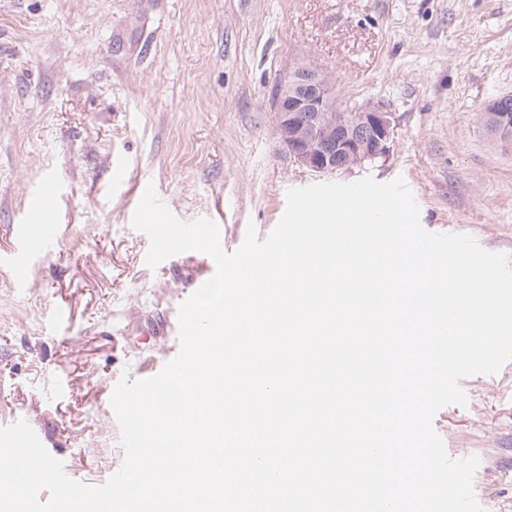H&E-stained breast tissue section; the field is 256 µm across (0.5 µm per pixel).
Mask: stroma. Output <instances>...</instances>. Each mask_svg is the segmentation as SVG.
Wrapping results in <instances>:
<instances>
[{
  "label": "stroma",
  "mask_w": 512,
  "mask_h": 512,
  "mask_svg": "<svg viewBox=\"0 0 512 512\" xmlns=\"http://www.w3.org/2000/svg\"><path fill=\"white\" fill-rule=\"evenodd\" d=\"M305 60L340 102L391 112L387 160L333 174L403 177L425 229L512 258V147L482 107L512 92V0H0V249L35 184L60 186L65 231L24 274L0 264V424L26 419L73 479L124 459L107 395L160 372L177 335L138 331L215 270L191 251L149 268L132 225L147 185L181 220L266 239L286 192L319 182L281 147L270 91ZM120 174H113V163ZM70 311L50 327L56 307ZM433 417L447 452L478 456L484 512H512V363Z\"/></svg>",
  "instance_id": "obj_1"
}]
</instances>
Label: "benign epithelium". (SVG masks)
I'll use <instances>...</instances> for the list:
<instances>
[{
  "label": "benign epithelium",
  "instance_id": "obj_1",
  "mask_svg": "<svg viewBox=\"0 0 512 512\" xmlns=\"http://www.w3.org/2000/svg\"><path fill=\"white\" fill-rule=\"evenodd\" d=\"M270 100L281 145L296 164L314 173L350 171L389 154L391 113L371 102L342 106L333 79L310 62L289 67ZM482 116L494 140L512 143V94L490 100Z\"/></svg>",
  "mask_w": 512,
  "mask_h": 512
}]
</instances>
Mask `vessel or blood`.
<instances>
[{
	"label": "vessel or blood",
	"instance_id": "1",
	"mask_svg": "<svg viewBox=\"0 0 512 512\" xmlns=\"http://www.w3.org/2000/svg\"><path fill=\"white\" fill-rule=\"evenodd\" d=\"M58 188L52 179H44L33 191L28 213L35 216L32 224L13 227L11 248L0 254V260L16 270H24L30 258L46 254L58 239L61 231L54 221Z\"/></svg>",
	"mask_w": 512,
	"mask_h": 512
}]
</instances>
